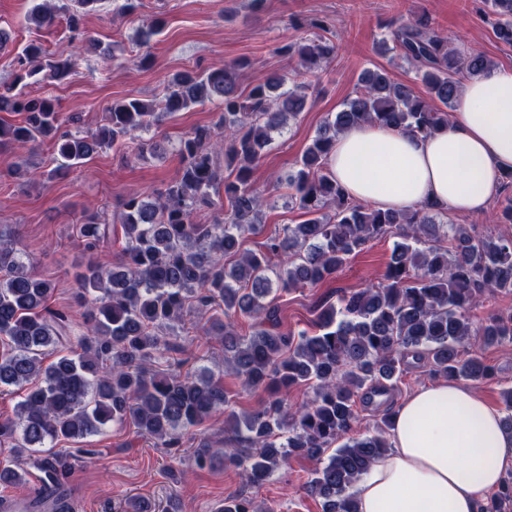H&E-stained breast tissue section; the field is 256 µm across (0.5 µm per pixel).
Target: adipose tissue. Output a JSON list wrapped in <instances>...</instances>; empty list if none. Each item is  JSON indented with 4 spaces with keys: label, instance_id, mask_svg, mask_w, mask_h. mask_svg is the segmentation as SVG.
Returning <instances> with one entry per match:
<instances>
[{
    "label": "adipose tissue",
    "instance_id": "obj_1",
    "mask_svg": "<svg viewBox=\"0 0 512 512\" xmlns=\"http://www.w3.org/2000/svg\"><path fill=\"white\" fill-rule=\"evenodd\" d=\"M353 199L406 211L433 202L484 213L512 171V68L468 81L447 125L415 136L375 124L339 135L330 156ZM392 446L353 488L359 512H482L512 469V435L469 387L441 381L396 406Z\"/></svg>",
    "mask_w": 512,
    "mask_h": 512
}]
</instances>
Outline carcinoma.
Segmentation results:
<instances>
[{
    "instance_id": "1",
    "label": "carcinoma",
    "mask_w": 512,
    "mask_h": 512,
    "mask_svg": "<svg viewBox=\"0 0 512 512\" xmlns=\"http://www.w3.org/2000/svg\"><path fill=\"white\" fill-rule=\"evenodd\" d=\"M103 0H41L27 21L41 26L67 14L73 37L85 35L83 19ZM496 16L494 34L512 46V0H488ZM392 49L414 69L427 96L396 81L384 69L363 72L360 85L335 115L326 118L285 179L291 200L307 219L287 224L257 251L238 249L239 240L264 231L261 193L253 169L289 121L308 102L309 86L272 73L246 88L242 64L176 75L159 102L131 97L108 107V123L91 133L71 129L54 99L24 91L37 75L60 81L72 70L68 58L42 63L44 48L26 45L12 82L0 84V112L25 115L0 123V147L48 141L68 169L104 146H116L147 131L162 117L206 102H219L212 126H198L180 138L175 151L178 176L150 200L124 198L116 223L124 243L112 268L92 253L110 243L116 229L91 218L79 238L91 257L76 274L75 299L86 305V333L69 338L66 313L52 310L50 282L25 262L20 241L0 234V388L32 387L18 402L15 417L0 422V442L20 458L58 440L78 441L112 424L131 420L138 432L164 448L179 445L182 431L229 406L224 385L203 371L184 376L152 371L149 364L175 349L168 336L191 313L224 308L225 320L210 321L205 334L224 340V365L244 391L267 397L248 411L231 412V435L218 454L199 439L194 461L203 468L216 456L263 484L288 465L293 454L316 460L308 491L322 512H358L350 488L390 444V395L408 358L424 363L435 378L481 383L494 375L478 349L512 344V311L474 326L470 312L487 292L512 293V233L474 234L460 224H440L441 209L424 204L411 211L381 210L346 196L329 169L336 138L362 122L428 135L448 123L461 95L460 76L477 78L493 66L483 53L448 42L422 12L392 31ZM299 57L315 72L336 53L319 35L278 48ZM229 204V214L201 224L202 210ZM398 230L391 262L378 285L321 303L310 335L281 328L272 293L316 286L336 275L348 258L371 240ZM252 320L247 335L236 317ZM70 345V354L46 365L48 350ZM313 382V397L286 407L288 394ZM379 412L376 434H353L355 398ZM341 445L334 449L336 442ZM333 453H328L329 449ZM51 479L31 508L67 512L62 493L71 469L66 449L36 460ZM26 469L0 468V485H17ZM124 512H180L169 497L163 509L130 497ZM216 512H274L242 496L224 498Z\"/></svg>"
}]
</instances>
